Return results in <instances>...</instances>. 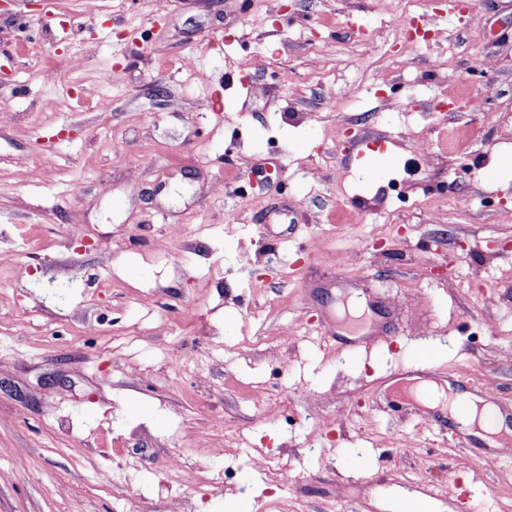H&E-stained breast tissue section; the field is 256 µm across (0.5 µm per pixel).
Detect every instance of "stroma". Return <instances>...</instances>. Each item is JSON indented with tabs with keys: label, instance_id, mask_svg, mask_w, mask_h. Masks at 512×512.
I'll return each instance as SVG.
<instances>
[{
	"label": "stroma",
	"instance_id": "1",
	"mask_svg": "<svg viewBox=\"0 0 512 512\" xmlns=\"http://www.w3.org/2000/svg\"><path fill=\"white\" fill-rule=\"evenodd\" d=\"M473 3L0 0V512H512L399 384L512 413V0ZM347 295L392 343L324 336Z\"/></svg>",
	"mask_w": 512,
	"mask_h": 512
}]
</instances>
